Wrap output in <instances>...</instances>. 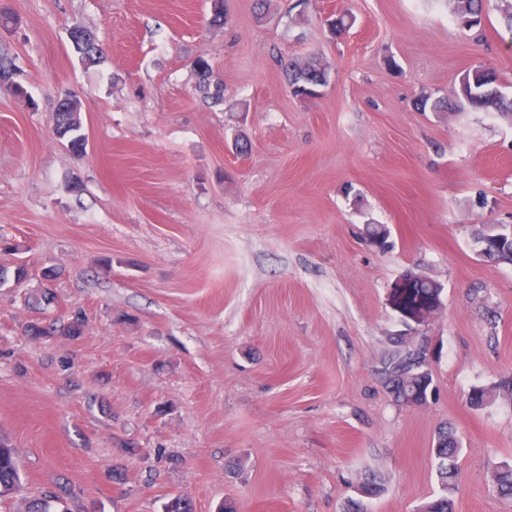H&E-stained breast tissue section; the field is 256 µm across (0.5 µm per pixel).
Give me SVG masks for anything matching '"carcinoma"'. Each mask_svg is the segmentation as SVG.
<instances>
[{"label":"carcinoma","instance_id":"obj_1","mask_svg":"<svg viewBox=\"0 0 512 512\" xmlns=\"http://www.w3.org/2000/svg\"><path fill=\"white\" fill-rule=\"evenodd\" d=\"M455 18L468 28L478 27L482 23L484 0H449ZM281 66L288 78L289 86L294 88V96L303 97L306 88L323 78L330 70L329 63L318 52H310L302 57L291 55L281 60ZM211 66L208 61L196 62L198 76L197 89L205 100L219 103L224 99V88L210 81ZM458 102H450L443 97L425 96L421 98V111L445 114L456 108L468 106L475 111L496 113L512 117V95L503 91L496 71L482 65L464 70L458 81ZM52 123L57 135L69 148L81 153L86 148L82 126L72 120L69 112L56 110ZM475 251H484L485 259L502 263L512 258V231L503 225L488 224L473 239ZM411 348L391 347L382 360L381 376L390 377V392L395 401L405 406H416L423 396L433 387L434 378L430 375H417L410 368ZM502 389L512 391V376L503 377L491 386L478 385L468 393L471 407L484 409L498 398ZM461 451V442L456 434L443 425L439 427L431 449L436 461L437 475L440 480L441 494L425 502L419 512H453V499L459 475L457 457ZM20 467L14 448L0 440V488L20 487ZM495 487L499 496L512 500V466L505 463L497 468Z\"/></svg>","mask_w":512,"mask_h":512}]
</instances>
